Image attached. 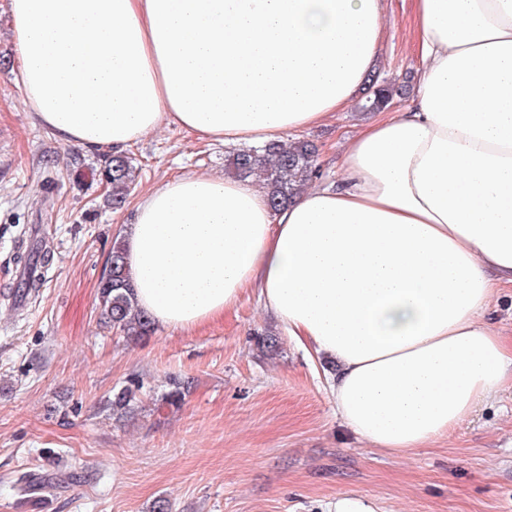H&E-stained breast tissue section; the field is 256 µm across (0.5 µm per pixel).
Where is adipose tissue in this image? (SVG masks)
Returning a JSON list of instances; mask_svg holds the SVG:
<instances>
[{"instance_id": "ef3b65f1", "label": "adipose tissue", "mask_w": 512, "mask_h": 512, "mask_svg": "<svg viewBox=\"0 0 512 512\" xmlns=\"http://www.w3.org/2000/svg\"><path fill=\"white\" fill-rule=\"evenodd\" d=\"M409 105L363 124L340 173L280 211L253 181L200 174L124 225L135 304L162 328L254 290L336 364V414L395 453L450 436L512 387L487 318L512 288V0H414ZM19 76L66 145L123 150L168 122L263 143L350 106L373 74L382 0H10Z\"/></svg>"}]
</instances>
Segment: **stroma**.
I'll return each instance as SVG.
<instances>
[{
	"mask_svg": "<svg viewBox=\"0 0 512 512\" xmlns=\"http://www.w3.org/2000/svg\"><path fill=\"white\" fill-rule=\"evenodd\" d=\"M378 72L395 80L421 60L412 0H386ZM0 0V512H512V390L448 438L406 455L369 446L337 418L323 363L282 335L254 291L186 333L139 340L104 328L97 292L112 244L143 193L184 174H220L227 145L162 125L126 148L140 175L116 210L108 150L66 145L34 119ZM370 116L358 106L302 130L337 159ZM39 230L54 257L39 296L18 294L17 245ZM279 335L262 355L256 338ZM139 383L133 413L113 393ZM181 383L179 405L166 404ZM47 476L35 496L22 478Z\"/></svg>",
	"mask_w": 512,
	"mask_h": 512,
	"instance_id": "1",
	"label": "stroma"
}]
</instances>
